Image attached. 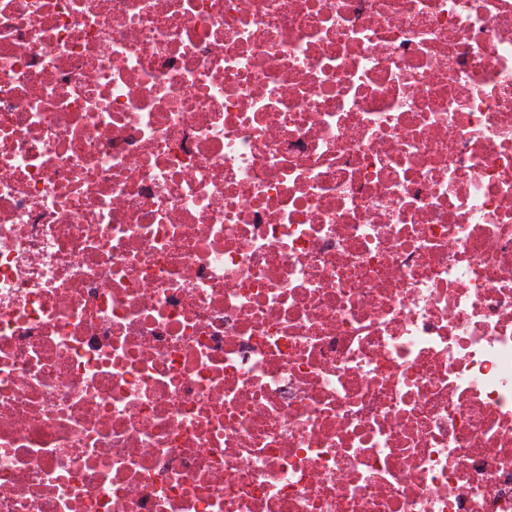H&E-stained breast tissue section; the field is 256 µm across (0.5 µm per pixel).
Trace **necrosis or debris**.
Returning <instances> with one entry per match:
<instances>
[{"label": "necrosis or debris", "mask_w": 512, "mask_h": 512, "mask_svg": "<svg viewBox=\"0 0 512 512\" xmlns=\"http://www.w3.org/2000/svg\"><path fill=\"white\" fill-rule=\"evenodd\" d=\"M0 512H512V0H0Z\"/></svg>", "instance_id": "4bbe7bcc"}]
</instances>
